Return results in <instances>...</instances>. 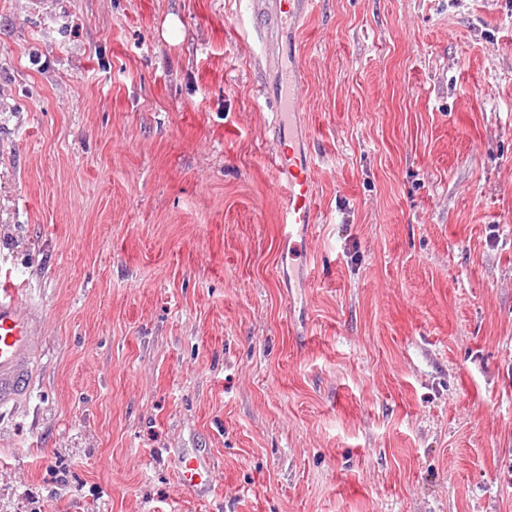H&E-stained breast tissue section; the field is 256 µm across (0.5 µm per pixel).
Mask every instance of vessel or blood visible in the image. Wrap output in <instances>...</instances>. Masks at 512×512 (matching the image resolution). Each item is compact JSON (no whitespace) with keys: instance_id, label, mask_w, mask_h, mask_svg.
<instances>
[{"instance_id":"vessel-or-blood-1","label":"vessel or blood","mask_w":512,"mask_h":512,"mask_svg":"<svg viewBox=\"0 0 512 512\" xmlns=\"http://www.w3.org/2000/svg\"><path fill=\"white\" fill-rule=\"evenodd\" d=\"M313 3L314 0H274L268 24L253 26L252 32L262 43L267 40V31L283 36L287 27L309 13ZM265 98L271 103L275 131L270 156L278 174L276 187L282 202L281 237L302 255L317 212L313 204V163L305 147L307 136L299 125L304 94L297 60L278 69L276 87ZM38 345L21 290L8 284L0 286V409L15 405L29 394L32 356ZM209 469L208 457L184 454L178 471L180 482L194 494L205 495L210 491Z\"/></svg>"}]
</instances>
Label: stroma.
<instances>
[{"instance_id":"obj_1","label":"stroma","mask_w":512,"mask_h":512,"mask_svg":"<svg viewBox=\"0 0 512 512\" xmlns=\"http://www.w3.org/2000/svg\"><path fill=\"white\" fill-rule=\"evenodd\" d=\"M254 22L0 0V281L41 341L0 512H512V0H316L302 273ZM210 460L195 453H186L180 459L178 471L181 484L196 495H205L210 491L208 473Z\"/></svg>"}]
</instances>
